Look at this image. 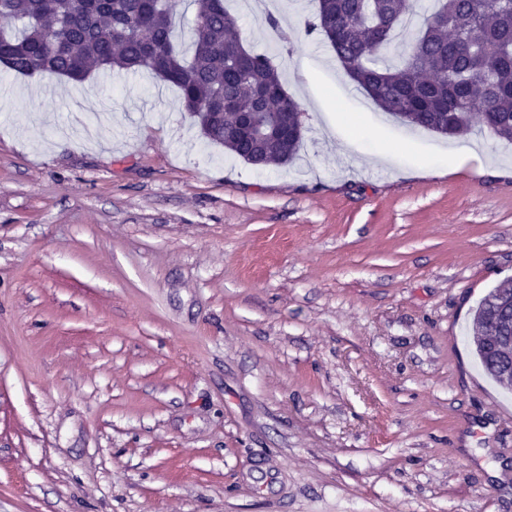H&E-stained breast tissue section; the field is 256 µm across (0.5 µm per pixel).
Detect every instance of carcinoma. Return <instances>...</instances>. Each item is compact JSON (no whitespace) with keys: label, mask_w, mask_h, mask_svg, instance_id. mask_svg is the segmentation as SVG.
Instances as JSON below:
<instances>
[{"label":"carcinoma","mask_w":512,"mask_h":512,"mask_svg":"<svg viewBox=\"0 0 512 512\" xmlns=\"http://www.w3.org/2000/svg\"><path fill=\"white\" fill-rule=\"evenodd\" d=\"M194 37L175 35V0H0V64L18 74L85 80L91 70L150 72L180 90L186 111L218 112L199 123L208 141L257 166L285 165L303 132L282 139L276 110L260 98L284 91L264 54L240 60L238 19L224 0H191ZM411 0H318L306 32L322 35L346 75L383 111L404 124L456 137L474 128L512 141V0H433L416 36L394 42L412 23ZM218 97L227 107H213ZM255 134L238 135L243 115ZM491 289L472 314L471 331L487 325Z\"/></svg>","instance_id":"1"}]
</instances>
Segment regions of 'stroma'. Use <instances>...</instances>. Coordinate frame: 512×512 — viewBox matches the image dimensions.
<instances>
[{
  "mask_svg": "<svg viewBox=\"0 0 512 512\" xmlns=\"http://www.w3.org/2000/svg\"><path fill=\"white\" fill-rule=\"evenodd\" d=\"M266 2L227 8L304 110L281 166L154 75L0 67V512H512V397L469 338L512 281V143L402 124L315 0ZM507 284H501L497 287L491 289L479 302L478 306L475 308L472 314V327L471 336H474V333L478 331L480 328L487 325V320L489 317V299L495 297L497 295H503L510 297L512 295V285L510 288L506 287Z\"/></svg>",
  "mask_w": 512,
  "mask_h": 512,
  "instance_id": "stroma-1",
  "label": "stroma"
}]
</instances>
